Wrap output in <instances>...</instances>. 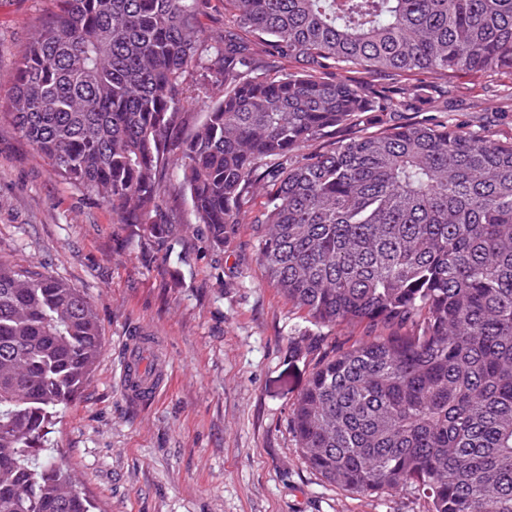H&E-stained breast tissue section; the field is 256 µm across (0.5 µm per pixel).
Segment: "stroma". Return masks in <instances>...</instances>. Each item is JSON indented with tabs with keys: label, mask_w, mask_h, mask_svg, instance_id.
<instances>
[{
	"label": "stroma",
	"mask_w": 512,
	"mask_h": 512,
	"mask_svg": "<svg viewBox=\"0 0 512 512\" xmlns=\"http://www.w3.org/2000/svg\"><path fill=\"white\" fill-rule=\"evenodd\" d=\"M53 0H0V88H7ZM449 122L512 141V100L459 78ZM165 241L116 223L98 197L53 173L0 122V262L53 276L92 305L103 353L80 397L53 420L58 449L97 512H428L412 488L353 494L305 463L294 403L341 331L306 322L266 281L250 225L215 246L170 169ZM154 338L165 364L143 401L119 389L124 343Z\"/></svg>",
	"instance_id": "1"
}]
</instances>
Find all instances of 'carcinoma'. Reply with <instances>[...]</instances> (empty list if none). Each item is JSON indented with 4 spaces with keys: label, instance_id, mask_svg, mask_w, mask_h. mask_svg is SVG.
Instances as JSON below:
<instances>
[{
    "label": "carcinoma",
    "instance_id": "1",
    "mask_svg": "<svg viewBox=\"0 0 512 512\" xmlns=\"http://www.w3.org/2000/svg\"><path fill=\"white\" fill-rule=\"evenodd\" d=\"M227 2L204 62L206 0H57L0 117L119 224L161 231L176 167L214 245L251 225L285 301L355 334L290 416L328 483L512 512V142L430 116L512 74V0ZM103 349L79 289L0 263V512H91L44 443Z\"/></svg>",
    "mask_w": 512,
    "mask_h": 512
}]
</instances>
